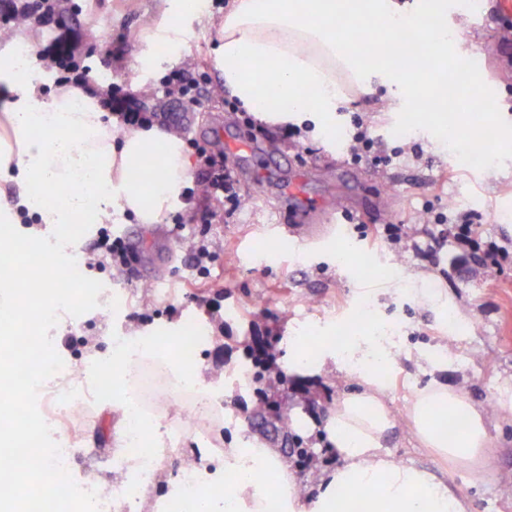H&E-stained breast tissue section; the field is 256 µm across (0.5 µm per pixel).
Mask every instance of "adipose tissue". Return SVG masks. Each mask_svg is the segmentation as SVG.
Returning <instances> with one entry per match:
<instances>
[{"label": "adipose tissue", "mask_w": 512, "mask_h": 512, "mask_svg": "<svg viewBox=\"0 0 512 512\" xmlns=\"http://www.w3.org/2000/svg\"><path fill=\"white\" fill-rule=\"evenodd\" d=\"M157 7L162 23L154 34L175 47L183 45V17L213 30L214 67L225 91L246 111L280 125L313 114L320 137L329 140L336 137L337 112L373 83L386 86L391 110L402 106L411 112L418 102L438 97L448 52L466 35L464 26H449L448 0H415L411 7L398 0H229L219 18L190 0H158ZM341 16L369 18L388 51L371 59L349 51L336 35ZM412 25L424 36L420 59L407 62L396 34ZM15 40L25 58L0 69V83L17 91L8 111L13 142L0 148V178L18 188L19 202L0 209V222L12 223L21 209L41 224H101L115 207L139 223H161L195 181V164L180 137L156 123L118 131L98 89L60 85L44 96L32 65L38 39L26 28ZM147 362L171 381L192 383L196 402L216 405L201 370L183 367L171 351L122 349L105 371L113 384L124 386ZM393 362L386 348H370L358 336L315 351L292 346L288 369L321 370L334 363L357 382L356 390L337 398L324 424L325 439L342 463L322 478L311 512H469L466 498L432 470L396 464L382 453L395 421L379 375ZM408 417L423 447L448 464L480 472L492 437L484 412L463 392L432 381L416 392ZM287 472L279 450L255 439L229 444L217 459L201 452L194 461L199 493L191 512H270L274 506L298 512L297 486ZM218 479L224 482L220 505L210 493Z\"/></svg>", "instance_id": "ef3b65f1"}]
</instances>
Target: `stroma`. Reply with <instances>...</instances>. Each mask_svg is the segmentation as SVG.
I'll list each match as a JSON object with an SVG mask.
<instances>
[{"instance_id":"35a3bbf8","label":"stroma","mask_w":512,"mask_h":512,"mask_svg":"<svg viewBox=\"0 0 512 512\" xmlns=\"http://www.w3.org/2000/svg\"><path fill=\"white\" fill-rule=\"evenodd\" d=\"M66 15L38 20L41 44L53 46L68 33L76 62L112 72V97L136 101L132 81L159 91L154 110L160 125L178 131L184 143L221 148L227 132L255 136L248 160L226 155L240 208L194 194L166 212L163 223L141 224L129 214L112 210L107 224H95L73 246L83 275L103 283L96 308L67 317L64 333H52L65 363L81 366L85 384L94 393L89 408L61 422L54 440L70 439L68 470L76 483L111 497L117 473L106 463L120 452L122 413L108 377L95 375L98 362L110 360L116 343L130 334L176 341L195 323L203 324L207 340L196 360L205 380L220 397L223 423L196 428L180 406L158 400L156 410L172 428L160 465L149 486L136 498V512H154V503L168 495L193 449H221L225 443L260 437L279 448L288 460V475L301 501L317 492L329 469L330 456L319 441L322 425L336 398L353 383L344 372H316L280 382L269 378L238 388L232 373L243 364L249 348L272 340L277 368H284L288 344L300 336H337L349 327L354 336L383 337L395 362L381 375L385 402L397 426L382 451L398 463L430 468L446 484L467 497L471 512H512V418L505 416L500 393L512 377V41L502 37L512 10L501 0H481L478 13L450 12L449 25L468 30L464 59L484 46L497 89L495 111L480 115L496 125L498 139L487 150L486 163L469 167L459 155V139L435 133V113L404 114L386 109L387 89L373 84L351 109L336 115L338 144L317 135L303 143L288 141L276 125L259 126L230 97L211 95L220 78L212 64L214 35L210 28L185 20V51L159 52L148 38L161 17L156 0H74ZM186 71L201 85V108H180L162 90L168 76ZM362 115L375 141L385 149L400 147L406 155L386 171L353 162L347 138L350 116ZM418 155H410V148ZM477 198L483 229L475 248L458 247L448 227L434 223L436 214L469 210ZM310 211L318 233L297 234L288 254L267 258L277 243L278 226L288 207ZM209 213L205 236L194 221ZM184 229H177L176 220ZM398 221L408 236L391 240L386 227ZM340 226L346 249L336 247L330 227ZM133 239L138 260L127 269L114 268L95 249L101 234ZM199 238L212 253L206 272L192 265L183 241ZM498 247L509 254L497 279H486L472 262L473 254ZM441 296L447 307L424 304L420 291ZM439 380L460 389L482 407L492 432L503 447L495 449L483 476L440 461L420 447L406 418L415 393ZM264 389L292 418H306L293 434L301 438L308 457L284 445L254 418L257 389Z\"/></svg>"}]
</instances>
